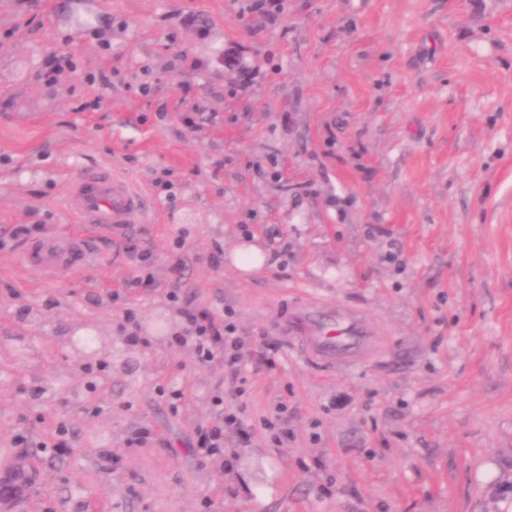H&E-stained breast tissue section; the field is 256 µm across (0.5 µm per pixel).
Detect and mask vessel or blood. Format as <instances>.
<instances>
[{
	"mask_svg": "<svg viewBox=\"0 0 512 512\" xmlns=\"http://www.w3.org/2000/svg\"><path fill=\"white\" fill-rule=\"evenodd\" d=\"M66 206L76 223L115 235L129 225L142 223L151 214L145 191L108 167L70 179ZM94 259L91 237L79 232L55 233L27 242L22 250L26 269L47 279L80 273ZM285 327L298 336L308 357L328 366L358 359L372 342L370 326L358 312L347 308L328 314L305 308L295 313Z\"/></svg>",
	"mask_w": 512,
	"mask_h": 512,
	"instance_id": "b4317fda",
	"label": "vessel or blood"
}]
</instances>
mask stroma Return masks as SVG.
Returning <instances> with one entry per match:
<instances>
[{"label": "stroma", "instance_id": "35a3bbf8", "mask_svg": "<svg viewBox=\"0 0 512 512\" xmlns=\"http://www.w3.org/2000/svg\"><path fill=\"white\" fill-rule=\"evenodd\" d=\"M253 2L0 0V475L34 472L10 512H512V0ZM101 166L156 223L30 280L14 228L68 225ZM318 305L375 346L308 360L282 325ZM193 308L234 322L236 370L198 366ZM87 327L138 333L136 380L79 367ZM238 408L249 442L202 458ZM240 411L224 414V426H213L201 428L196 441V450L202 455H212L224 448V429H230L238 433L242 438L250 436L245 428Z\"/></svg>", "mask_w": 512, "mask_h": 512}]
</instances>
